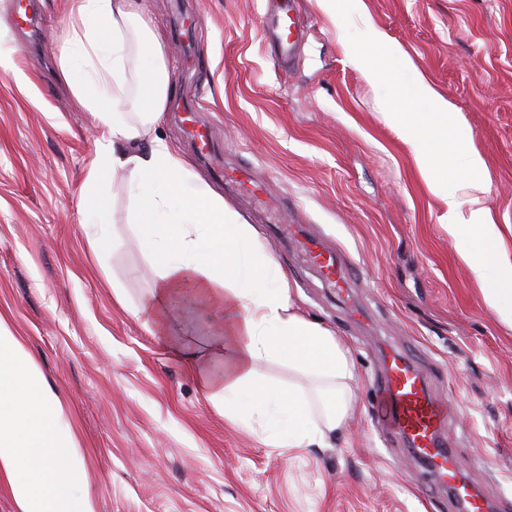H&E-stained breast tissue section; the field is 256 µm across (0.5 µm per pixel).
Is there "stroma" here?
<instances>
[{
  "mask_svg": "<svg viewBox=\"0 0 512 512\" xmlns=\"http://www.w3.org/2000/svg\"><path fill=\"white\" fill-rule=\"evenodd\" d=\"M45 46L31 52L0 0V313L59 391L85 458L76 493L97 512H456L419 479L403 443L370 403L386 352L407 353L454 415L449 438L490 512L512 502V324L488 309L462 237L442 217L461 210L468 151L486 162V204L512 263V0H298L304 36L292 68L261 39L265 0H146L163 36L172 91L162 132L252 224L308 319L349 348L358 380L331 448L268 447L225 420L186 366L130 308L154 273L114 184L101 263L89 256L80 195L95 152L55 58L64 0H33ZM452 101L470 130L430 186L406 133L349 46L374 32ZM192 99L212 142L200 156L177 107ZM248 169L254 196L227 176ZM339 251L360 277L339 297L307 262L300 238ZM127 294L121 306L112 285ZM200 357L219 309L173 308Z\"/></svg>",
  "mask_w": 512,
  "mask_h": 512,
  "instance_id": "1",
  "label": "stroma"
}]
</instances>
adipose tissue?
<instances>
[{
	"label": "adipose tissue",
	"instance_id": "obj_1",
	"mask_svg": "<svg viewBox=\"0 0 512 512\" xmlns=\"http://www.w3.org/2000/svg\"><path fill=\"white\" fill-rule=\"evenodd\" d=\"M145 10V0H69L57 67L76 110L90 115L96 132L82 191L92 226L89 250L100 257L108 239L107 175L123 173L126 221L155 274L136 313L225 418L243 426L261 419L272 448L329 447L348 418L356 379L352 358L334 331L299 313L255 228L159 133L170 87L162 38L143 23ZM133 37L150 51L140 58L132 94L125 74ZM402 102L421 107L409 137L421 173L437 184L449 143L464 144L468 133L454 104L422 77L413 79ZM466 165L470 208L464 212L449 201L443 220L462 231L461 255L478 275L485 304L512 317V265L500 257V233L485 204V162L471 153ZM185 293L224 312L223 323L210 330L212 359H199L172 331V301ZM273 359L287 362L308 387L267 385L256 367ZM83 477L84 457L60 395L0 316V485L18 512H96L89 496L73 490Z\"/></svg>",
	"mask_w": 512,
	"mask_h": 512
}]
</instances>
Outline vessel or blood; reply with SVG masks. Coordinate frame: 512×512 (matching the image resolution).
I'll return each instance as SVG.
<instances>
[{
    "mask_svg": "<svg viewBox=\"0 0 512 512\" xmlns=\"http://www.w3.org/2000/svg\"><path fill=\"white\" fill-rule=\"evenodd\" d=\"M268 2L261 37L274 46L279 63L293 62L302 38L295 0ZM304 250L325 281L338 291H347L350 274L338 253L315 242L305 244ZM371 406L422 465L434 473L438 484L447 487L459 512H486L488 505L482 495L464 482L458 450L446 435L452 407L430 393L424 374L407 355L387 354Z\"/></svg>",
    "mask_w": 512,
    "mask_h": 512,
    "instance_id": "1",
    "label": "vessel or blood"
}]
</instances>
